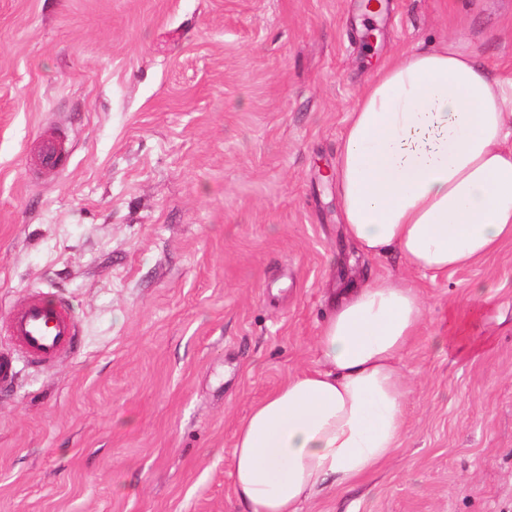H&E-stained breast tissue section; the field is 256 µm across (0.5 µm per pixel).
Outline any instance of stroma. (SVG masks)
<instances>
[{
	"mask_svg": "<svg viewBox=\"0 0 512 512\" xmlns=\"http://www.w3.org/2000/svg\"><path fill=\"white\" fill-rule=\"evenodd\" d=\"M383 2L0 0V325L39 293L81 329L0 393V512H245L238 425L378 276L426 306L402 445L305 512H512V243L430 279L361 253L324 178L380 66L452 41L512 77V0ZM67 152L64 139L58 136H43L41 139L39 162L41 167L59 169Z\"/></svg>",
	"mask_w": 512,
	"mask_h": 512,
	"instance_id": "1",
	"label": "stroma"
}]
</instances>
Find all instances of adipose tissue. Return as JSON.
I'll list each match as a JSON object with an SVG mask.
<instances>
[{"mask_svg":"<svg viewBox=\"0 0 512 512\" xmlns=\"http://www.w3.org/2000/svg\"><path fill=\"white\" fill-rule=\"evenodd\" d=\"M512 78L454 45L380 68L342 135L336 189L347 236L439 276L512 242ZM425 317L413 286L348 289L317 338L318 368L289 375L236 431L232 483L247 512H302L382 467L405 428L401 357Z\"/></svg>","mask_w":512,"mask_h":512,"instance_id":"1","label":"adipose tissue"}]
</instances>
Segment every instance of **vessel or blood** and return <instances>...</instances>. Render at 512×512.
<instances>
[{
  "mask_svg": "<svg viewBox=\"0 0 512 512\" xmlns=\"http://www.w3.org/2000/svg\"><path fill=\"white\" fill-rule=\"evenodd\" d=\"M66 157L58 136L41 139V167L57 169ZM18 353L31 364L49 366L69 352L79 337V325L65 302H50L34 293L18 304L7 319Z\"/></svg>",
  "mask_w": 512,
  "mask_h": 512,
  "instance_id": "1",
  "label": "vessel or blood"
}]
</instances>
